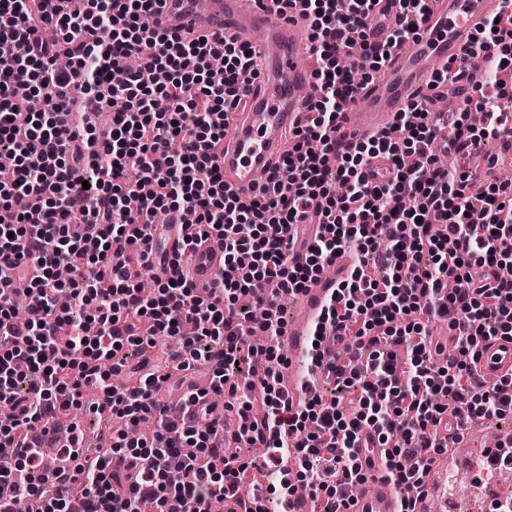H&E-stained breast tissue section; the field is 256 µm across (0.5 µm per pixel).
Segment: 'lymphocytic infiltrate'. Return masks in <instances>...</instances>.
<instances>
[{
  "label": "lymphocytic infiltrate",
  "mask_w": 512,
  "mask_h": 512,
  "mask_svg": "<svg viewBox=\"0 0 512 512\" xmlns=\"http://www.w3.org/2000/svg\"><path fill=\"white\" fill-rule=\"evenodd\" d=\"M47 2L0 0V147L12 158L0 180V277L29 286L20 320L0 295V408L12 414L0 448L13 451L0 468V512L21 502L27 512H224L228 496L263 512L265 493L279 512H298L307 497L322 512H347L367 478L357 449L365 431L401 512H416L436 455L471 421L512 414V378L491 386L476 366L482 341L512 340V279L502 274L512 264V182L474 174L484 145L512 138V0L477 31L475 52L434 75L451 86L481 67L480 125L464 111L436 121L419 99L341 148L334 135L366 86L361 69L381 74L392 50L419 35L427 0H397V26L374 46L365 29L381 0H273L283 11L301 5L309 20L317 95L250 202L220 167L228 116L259 74L245 46L150 27L159 0H69L48 44L35 36ZM489 45L495 54H482ZM89 111L111 113L110 127L85 124ZM437 142L458 166L439 163ZM380 156L390 168L374 181L365 168ZM189 211L198 234L170 265L212 238L223 266L202 285L158 273L143 292L158 217ZM77 215L97 226L95 239L83 238ZM311 215L319 229L300 257L286 229ZM344 254L354 261L306 345L311 371L335 391L293 400L280 373L281 302ZM435 322L454 332L452 354L432 343ZM168 339L178 342L175 370L207 364L211 379L188 385L166 412L153 352ZM129 346L138 367L117 390ZM90 391L117 424L108 455L70 473L72 434L62 466L45 468L37 449L50 423ZM225 410L238 416V440L262 451L264 493L240 494L249 465L218 438Z\"/></svg>",
  "instance_id": "lymphocytic-infiltrate-1"
}]
</instances>
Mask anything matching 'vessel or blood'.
<instances>
[{
    "label": "vessel or blood",
    "mask_w": 512,
    "mask_h": 512,
    "mask_svg": "<svg viewBox=\"0 0 512 512\" xmlns=\"http://www.w3.org/2000/svg\"><path fill=\"white\" fill-rule=\"evenodd\" d=\"M428 4L430 12L420 36L395 49L381 79L343 112L340 136L369 137L386 127L396 112L429 93L437 68L470 50L474 30L501 6L500 0H428ZM395 19L391 8L375 14L368 23L369 40L383 38ZM149 23L188 39L230 38L260 59L261 74L246 109L233 114L224 135V180L242 200H252L262 175L287 152L286 133L308 103L312 76L306 62V18L300 9L283 14L259 6L257 0H161ZM223 261V251L206 241L198 245L188 269L202 284ZM335 286V278L326 275L308 286L302 294V319L289 324L288 336L305 334ZM477 365L489 378L512 374V341L484 343ZM367 486V493L354 496L351 512H400L398 495L379 468H371Z\"/></svg>",
    "instance_id": "vessel-or-blood-1"
}]
</instances>
